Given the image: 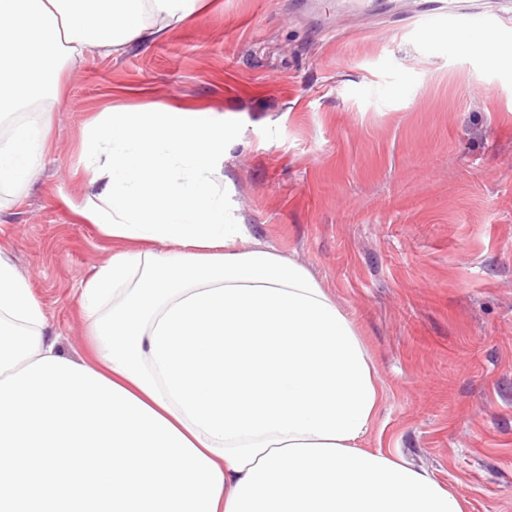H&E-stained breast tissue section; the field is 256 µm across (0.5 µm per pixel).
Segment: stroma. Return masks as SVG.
I'll return each mask as SVG.
<instances>
[{"label":"stroma","mask_w":512,"mask_h":512,"mask_svg":"<svg viewBox=\"0 0 512 512\" xmlns=\"http://www.w3.org/2000/svg\"><path fill=\"white\" fill-rule=\"evenodd\" d=\"M441 22L396 0H213L0 118V147L51 118L39 175L0 189V244L61 353L87 357L79 290L119 247L71 208L93 192L88 122L210 112L229 220L355 323L382 389L362 447L431 472L465 512H512V66L433 46Z\"/></svg>","instance_id":"stroma-1"}]
</instances>
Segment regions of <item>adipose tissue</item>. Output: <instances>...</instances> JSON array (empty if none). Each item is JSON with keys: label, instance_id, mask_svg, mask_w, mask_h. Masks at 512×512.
<instances>
[{"label": "adipose tissue", "instance_id": "1", "mask_svg": "<svg viewBox=\"0 0 512 512\" xmlns=\"http://www.w3.org/2000/svg\"><path fill=\"white\" fill-rule=\"evenodd\" d=\"M201 0H0V115L59 98L66 65L149 42ZM512 62L485 32L433 36ZM208 113H102L83 144L96 191L73 210L125 241L80 292L87 368L174 425L223 475L216 512H464L429 472L360 448L381 401L352 320L304 266L230 223ZM50 120L0 149V186L38 173ZM0 247V374L58 355Z\"/></svg>", "mask_w": 512, "mask_h": 512}]
</instances>
